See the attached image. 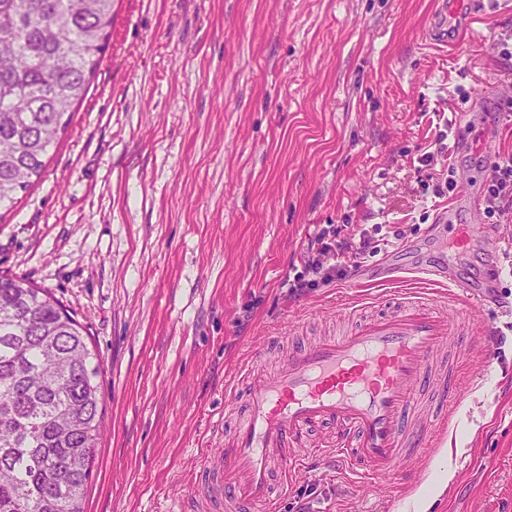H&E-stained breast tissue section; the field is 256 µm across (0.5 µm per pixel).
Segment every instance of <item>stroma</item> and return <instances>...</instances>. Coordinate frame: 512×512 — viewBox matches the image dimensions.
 <instances>
[{
    "label": "stroma",
    "instance_id": "obj_1",
    "mask_svg": "<svg viewBox=\"0 0 512 512\" xmlns=\"http://www.w3.org/2000/svg\"><path fill=\"white\" fill-rule=\"evenodd\" d=\"M438 2L114 0L86 96L42 176L0 210V275L50 292L101 361L107 431L87 512H191L203 494L191 475L246 415L236 372L274 371L296 347L393 311L369 279L425 258L482 275L481 244L448 248L470 221L464 195L487 179L452 127L512 153V122L488 125L512 98V0L431 45ZM448 179L457 191L436 196ZM393 224L401 243L386 239ZM326 229L379 247L351 279L290 296ZM448 355L465 395L427 461L407 458L380 492L333 459L330 428L309 432L308 465L275 512H411L447 460L455 478L429 512H512V328L488 372L471 337Z\"/></svg>",
    "mask_w": 512,
    "mask_h": 512
}]
</instances>
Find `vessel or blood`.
<instances>
[{"label":"vessel or blood","mask_w":512,"mask_h":512,"mask_svg":"<svg viewBox=\"0 0 512 512\" xmlns=\"http://www.w3.org/2000/svg\"><path fill=\"white\" fill-rule=\"evenodd\" d=\"M462 2L465 12L452 13L441 0L428 19L429 41L447 43L450 20L483 14L479 0ZM469 208L472 221L458 227L456 242L482 239L494 256L482 280L465 281L450 276L443 264L422 262L413 268L417 287L400 291L404 307L365 320L348 334L297 348L275 374L240 375L247 416L223 452L206 455L201 470L211 512H222L228 504L267 512L275 500L271 472L280 471L286 483L304 467L292 448L318 424L335 425L337 456L377 489L398 479L403 455L431 456L422 438L445 431L449 416L444 410L421 416V389L450 387V377L437 366L448 337L470 333L487 364L503 333L498 317L483 316L482 310L500 275L496 259L512 243L484 224L482 201L470 200Z\"/></svg>","instance_id":"b4317fda"}]
</instances>
